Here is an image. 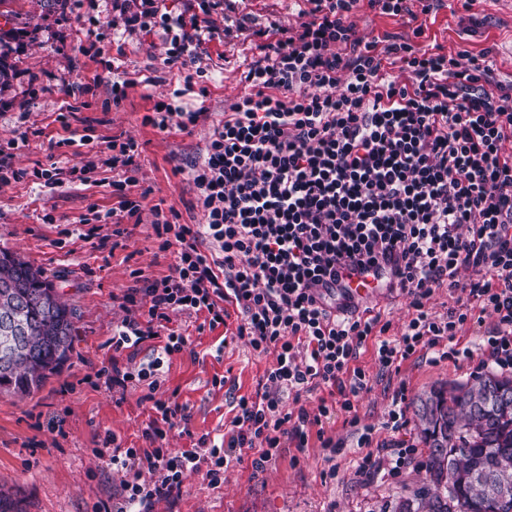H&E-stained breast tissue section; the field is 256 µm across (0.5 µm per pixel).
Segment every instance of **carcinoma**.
<instances>
[{
    "instance_id": "obj_1",
    "label": "carcinoma",
    "mask_w": 512,
    "mask_h": 512,
    "mask_svg": "<svg viewBox=\"0 0 512 512\" xmlns=\"http://www.w3.org/2000/svg\"><path fill=\"white\" fill-rule=\"evenodd\" d=\"M9 314L21 332L15 341L0 332V393L24 397L70 360L76 313L40 268L0 247V318ZM501 394L512 403V376L490 373L419 400L424 476L392 512H512V490L504 498L490 485H512V409L501 407Z\"/></svg>"
}]
</instances>
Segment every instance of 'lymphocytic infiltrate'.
<instances>
[{"instance_id":"obj_1","label":"lymphocytic infiltrate","mask_w":512,"mask_h":512,"mask_svg":"<svg viewBox=\"0 0 512 512\" xmlns=\"http://www.w3.org/2000/svg\"><path fill=\"white\" fill-rule=\"evenodd\" d=\"M380 14L415 21L443 0H305L306 19L296 34L269 24L254 28L251 15L236 18L258 37V56L244 74L246 90L214 126L204 154L187 181L199 224L180 223L178 212L154 205L152 230L159 252L169 255L167 275L132 270L123 295L129 316L113 349L154 341L155 356L137 368L95 372L107 388L147 384L156 388L164 358L183 352L189 339L168 326L171 314L203 316L209 328L225 324L235 305L234 335L257 353H274L262 393L240 398L229 438L201 436L171 452L168 432L187 421L184 406L152 404L142 430L145 447L126 448L106 433L122 489L95 512H152L156 501L178 496L185 480L202 474L211 486L256 451L254 468L275 462L282 440L306 448L311 428L330 417L285 411L284 393L320 386L337 391L352 411L368 379L354 362L374 344L382 369H396L423 349L454 343L466 323L496 322L484 336L495 367L512 372V107L508 92L489 83V55L460 63L417 46L412 37L385 35V47L358 38L351 15L360 2ZM223 0H195L191 16L160 13L157 0H141L137 12H120L111 28L132 33L158 24L169 33L164 60L185 81L220 37L210 25ZM401 65L406 82L391 80ZM472 280L456 278L459 268ZM347 269L389 271L388 292L410 299L412 317L397 339L384 338L381 318L345 307L335 315L336 287ZM464 298L447 316H431L426 303L437 288ZM370 433L356 469L398 475L413 446L389 455L371 453ZM155 481L147 482L143 472Z\"/></svg>"}]
</instances>
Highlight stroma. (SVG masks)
<instances>
[{
    "label": "stroma",
    "instance_id": "stroma-1",
    "mask_svg": "<svg viewBox=\"0 0 512 512\" xmlns=\"http://www.w3.org/2000/svg\"><path fill=\"white\" fill-rule=\"evenodd\" d=\"M299 0H224L212 19L223 26L224 14H252L261 24L275 23L296 31L301 22ZM112 0H84L78 15L62 20L54 0H8L0 6V51L10 76L0 90V143L28 132V143L15 151V169L49 165L48 139L60 129L55 117L66 96L63 83L91 84L90 107L71 120L73 129L88 131L96 140L120 135L137 141L142 152L131 175L136 192L145 193L141 222L123 247L108 253L76 238L61 239V229H75L89 205L106 211L116 203L110 181L113 173L99 167L94 182H64L50 187L35 177L0 189V247L16 250L33 265L43 268L56 288L76 311L74 351L61 373L50 377L31 396L0 395V486L20 492L28 512H93L96 504L120 490L123 476L95 456L106 432L124 445L145 447L141 431L149 420L151 404L146 394L175 400L187 407L188 432L173 429L168 446L178 451L191 447L192 437H221L231 430L240 397L261 389L274 353L257 354L243 340H225L224 327L198 330L196 319L175 313L173 330L189 335L190 351L171 356L156 391L140 385L126 389L95 388L84 377L102 361L114 359L119 368L138 366L152 359L151 343L137 352L112 351L106 342L120 329L126 312L121 297L130 286L129 273L140 268L159 278L169 261L157 254L151 224L152 208L164 203L178 211L185 224L201 215L192 210L194 194L175 167L189 168L201 156L209 132L224 118V109L244 90L242 76L257 57V39L251 31H233L223 41H212L201 61L205 73L192 83L171 73L164 64L169 44L162 29L124 34L120 42H103L101 61L79 51L87 44L91 20L115 18ZM358 37L370 41L384 34L411 35L408 21L361 7L351 17ZM420 46H439L441 53L472 56L491 52L496 66L493 78L512 84V0H445L435 16L427 17ZM40 89L31 92L30 76ZM134 81V88L119 105H112V84ZM183 110H203L189 132H162L146 125L157 102ZM26 123H19V114ZM53 223H42L43 215ZM494 324L485 316L482 326L466 324L458 332L459 348L469 357L442 358L423 351L401 363L398 371L381 370L373 345L361 349L355 361L363 368L370 389L354 403L353 412L335 409L324 420L326 436L335 451L322 448L310 436L304 449L283 442L276 462L254 470V454L243 450V461L231 466L220 487H210L202 475L189 477L177 498L155 503L154 512H385L387 504L408 495L422 473L409 463L398 477L375 474L360 477L357 460L364 456L358 439L372 428L373 443L385 448L401 442L417 443L420 422L415 415L421 396L448 381L475 382L486 374L488 357L482 334ZM405 387L407 426L400 431L387 425L392 399ZM62 422V433L50 430Z\"/></svg>",
    "mask_w": 512,
    "mask_h": 512
}]
</instances>
